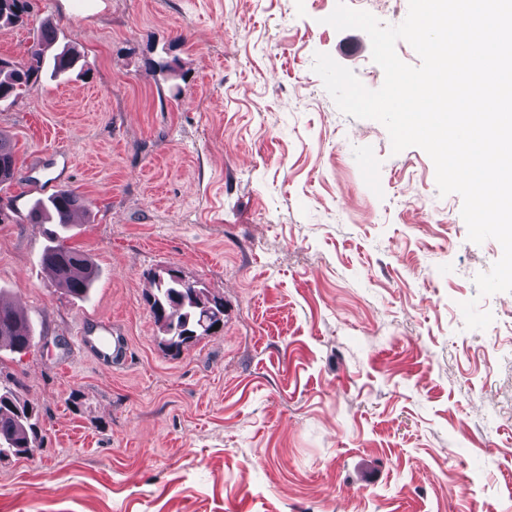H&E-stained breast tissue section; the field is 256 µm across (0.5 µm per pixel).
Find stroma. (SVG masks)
Returning <instances> with one entry per match:
<instances>
[{
    "label": "stroma",
    "instance_id": "1",
    "mask_svg": "<svg viewBox=\"0 0 512 512\" xmlns=\"http://www.w3.org/2000/svg\"><path fill=\"white\" fill-rule=\"evenodd\" d=\"M28 2L0 57L27 61L47 21L91 74L0 102V295L35 332L0 374L42 435L0 460V512H512V292L474 282L502 247L469 241L424 150L337 108L316 54L384 81L365 32L324 24L337 0ZM62 152L87 206L69 243L99 271L84 301L23 220L34 156ZM163 268L224 300L176 354L147 302ZM102 318L115 365L76 342Z\"/></svg>",
    "mask_w": 512,
    "mask_h": 512
}]
</instances>
